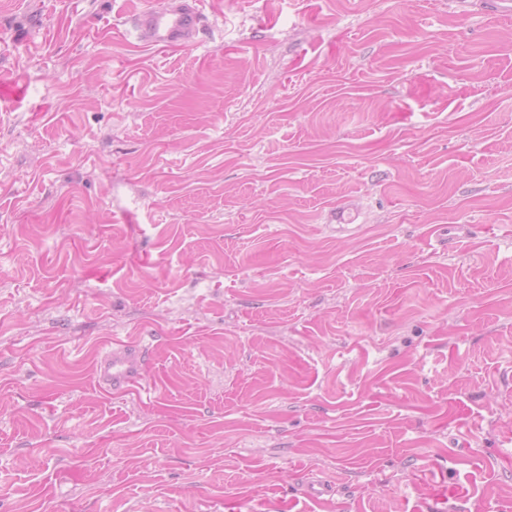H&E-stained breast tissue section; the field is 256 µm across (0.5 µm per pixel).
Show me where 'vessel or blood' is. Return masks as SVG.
<instances>
[{"instance_id":"obj_1","label":"vessel or blood","mask_w":512,"mask_h":512,"mask_svg":"<svg viewBox=\"0 0 512 512\" xmlns=\"http://www.w3.org/2000/svg\"><path fill=\"white\" fill-rule=\"evenodd\" d=\"M204 23L201 0H167L164 7L141 10L130 19L132 28L149 46L177 48L192 43ZM146 353L128 339L113 338L98 360L95 374L99 386L115 396L144 391Z\"/></svg>"}]
</instances>
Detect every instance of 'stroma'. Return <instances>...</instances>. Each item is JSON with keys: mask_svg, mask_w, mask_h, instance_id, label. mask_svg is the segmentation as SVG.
<instances>
[{"mask_svg": "<svg viewBox=\"0 0 512 512\" xmlns=\"http://www.w3.org/2000/svg\"><path fill=\"white\" fill-rule=\"evenodd\" d=\"M162 2L0 0V512H512V16ZM149 46L177 48L192 43L204 23L200 0H168L164 7L143 9L130 18ZM146 363L142 347L129 339L112 338V345L96 365L98 385L113 396L151 393L152 387L143 384Z\"/></svg>", "mask_w": 512, "mask_h": 512, "instance_id": "35a3bbf8", "label": "stroma"}]
</instances>
